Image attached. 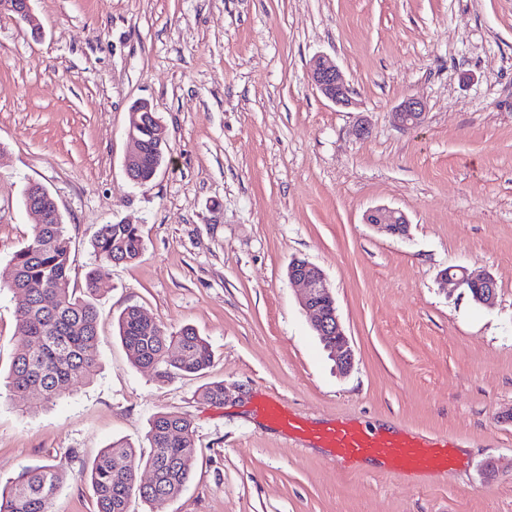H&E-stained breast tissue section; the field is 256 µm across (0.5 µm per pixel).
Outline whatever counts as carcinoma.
<instances>
[{"label": "carcinoma", "instance_id": "1", "mask_svg": "<svg viewBox=\"0 0 512 512\" xmlns=\"http://www.w3.org/2000/svg\"><path fill=\"white\" fill-rule=\"evenodd\" d=\"M24 196L44 210L48 223L35 225L30 241L12 257L9 278L0 284L16 300L21 348L12 362L9 392L18 406L33 391L51 401L93 377L100 325L95 271L87 273L83 286L72 283L71 241L53 196L30 185ZM92 248L99 263L127 264L141 256L144 241L135 224H102ZM115 327L134 364L151 368L161 383L198 374L211 364L210 345L189 326L169 334L130 306ZM194 432L192 420L183 414L153 416L148 431L152 453L146 465L154 479L149 484L137 479L141 458L130 445L116 440L102 449L88 474L96 512H129L134 496L151 503L159 496L177 495L191 479ZM66 475L65 462L56 459L23 467L0 489V512H52Z\"/></svg>", "mask_w": 512, "mask_h": 512}]
</instances>
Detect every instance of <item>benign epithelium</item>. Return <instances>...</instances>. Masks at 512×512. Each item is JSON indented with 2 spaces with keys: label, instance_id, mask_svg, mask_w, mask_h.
<instances>
[{
  "label": "benign epithelium",
  "instance_id": "7a95c632",
  "mask_svg": "<svg viewBox=\"0 0 512 512\" xmlns=\"http://www.w3.org/2000/svg\"><path fill=\"white\" fill-rule=\"evenodd\" d=\"M0 13L11 14L16 22L30 26L35 34L41 32L32 14L31 0H0ZM308 77L311 85L337 106L348 108L353 105L351 88L345 73L333 60L323 56L316 58ZM142 112L150 114L154 109L147 101H141L130 109L128 135L134 143V149L124 159V170L139 167L143 157L149 154L154 158L150 174L153 178L162 166L161 158L167 150V138L164 126L156 118L153 122L159 128L148 130L149 139L145 140L135 134V125H143L138 120V115ZM393 116L399 126L419 127L426 120V107L421 99L410 97L398 106ZM364 221L378 232L389 236L404 237L409 231L406 214L396 209H372L366 212ZM440 277L458 288L465 289L481 305L491 306L495 302L496 282L485 271H470L461 267L446 269L441 272ZM288 278L303 287L301 304L313 314V330L327 344L336 368L341 372L349 371L353 366L354 353L339 320L335 300L326 284L324 273L310 262L295 258L288 266Z\"/></svg>",
  "mask_w": 512,
  "mask_h": 512
}]
</instances>
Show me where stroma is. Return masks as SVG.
<instances>
[{
    "label": "stroma",
    "instance_id": "1",
    "mask_svg": "<svg viewBox=\"0 0 512 512\" xmlns=\"http://www.w3.org/2000/svg\"><path fill=\"white\" fill-rule=\"evenodd\" d=\"M41 36L0 14V280L35 225L29 183L55 197L75 255L96 269L99 371L53 402L0 396V484L56 458L53 512H95L88 472L122 440L141 456L159 412L196 427L192 477L129 512H512V0H32ZM331 57L353 104L308 80ZM423 99L418 128L394 124ZM147 100L169 153L148 184L123 161L129 109ZM369 132L359 136L357 126ZM402 210L409 234L365 224ZM139 226L144 252L96 264L103 224ZM327 276L354 352L334 360L287 277ZM489 272L493 306L444 282ZM138 306L193 326L212 366L161 384L112 320ZM0 287V375L20 346ZM224 384V403L203 388ZM276 403L297 429L268 417ZM345 422L446 445L422 477L332 460L320 431ZM394 121L402 127H419L426 120V107L424 102L416 97L404 100L393 112Z\"/></svg>",
    "mask_w": 512,
    "mask_h": 512
}]
</instances>
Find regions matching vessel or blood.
Segmentation results:
<instances>
[{"label": "vessel or blood", "instance_id": "obj_1", "mask_svg": "<svg viewBox=\"0 0 512 512\" xmlns=\"http://www.w3.org/2000/svg\"><path fill=\"white\" fill-rule=\"evenodd\" d=\"M320 438L341 459L372 457L409 471L442 470L448 466L445 448L405 438L381 436L353 426L324 430Z\"/></svg>", "mask_w": 512, "mask_h": 512}]
</instances>
